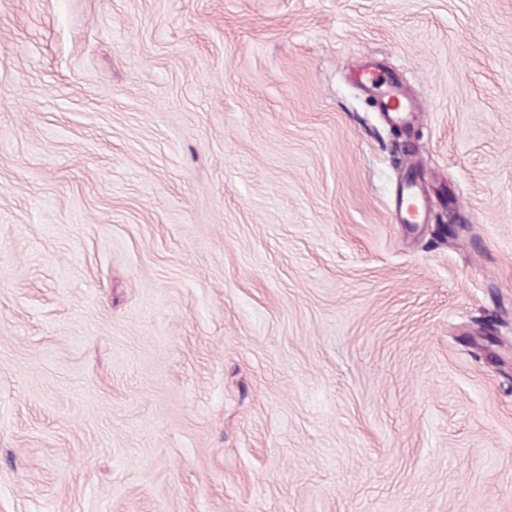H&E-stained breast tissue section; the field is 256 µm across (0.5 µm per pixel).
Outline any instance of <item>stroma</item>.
I'll use <instances>...</instances> for the list:
<instances>
[{"mask_svg":"<svg viewBox=\"0 0 512 512\" xmlns=\"http://www.w3.org/2000/svg\"><path fill=\"white\" fill-rule=\"evenodd\" d=\"M0 512H512V0H0ZM400 98V94L394 89H390L380 97L381 111L394 123L406 121L408 119L406 112H410Z\"/></svg>","mask_w":512,"mask_h":512,"instance_id":"35a3bbf8","label":"stroma"}]
</instances>
